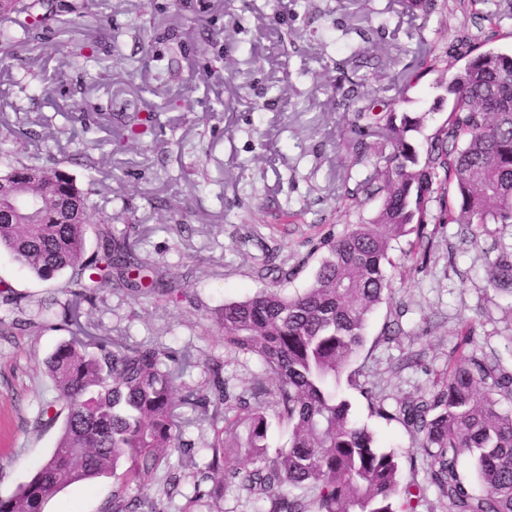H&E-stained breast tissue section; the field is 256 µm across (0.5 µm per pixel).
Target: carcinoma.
<instances>
[{"instance_id": "cac0c4a2", "label": "carcinoma", "mask_w": 512, "mask_h": 512, "mask_svg": "<svg viewBox=\"0 0 512 512\" xmlns=\"http://www.w3.org/2000/svg\"><path fill=\"white\" fill-rule=\"evenodd\" d=\"M50 0H0V47L27 41L47 20ZM55 9V8H53ZM60 12V9H55ZM68 64L85 69L92 56L85 45L68 51ZM453 105L448 120L422 147L410 138L421 121L407 114L387 116L385 153L373 154L375 172L359 184L367 198H382L377 216L346 233L329 234L327 255L301 293L280 284L292 274L263 252L262 270L272 286L216 312L224 348L256 358L261 374L240 393L224 380V364H207L199 386L180 383L173 353L157 343H129L99 336L80 321L81 304L104 288L142 289L153 296L175 289L158 280L143 283L149 264L131 234L113 237L112 216L101 214L97 245L87 251V224L96 210L92 190L81 189L58 164L29 163L0 137V183L19 182L23 194L0 196V248L21 268L44 280L64 274L65 301L48 296L31 311L25 297L5 284L0 309L25 336L66 331L69 339L46 358V374L57 392L33 420L41 431L60 425L49 459L8 497L0 512H43L61 489L125 469L113 483L102 512H163L147 495L158 471L169 468L174 451L190 455L182 404L200 411L212 426V452L198 483L205 496L224 497L237 485L261 503L260 512H418L421 494L401 485L398 462L375 446L372 432L353 421L339 393L341 379L359 390L373 413L398 420L427 461L426 477L448 512H512V372L479 355L467 335L448 358V369L432 392L398 402L388 411L366 380L352 368L363 347L368 315L389 295L386 265L393 237L414 233L428 252L431 205L437 224H461L478 242L487 224H512V55L488 49L470 56L448 79ZM368 104L357 119L377 125L378 100L360 85L351 99ZM489 287L512 294V259L499 256L487 269ZM288 429V447L269 452L268 417ZM469 455L483 487L475 491L460 468Z\"/></svg>"}]
</instances>
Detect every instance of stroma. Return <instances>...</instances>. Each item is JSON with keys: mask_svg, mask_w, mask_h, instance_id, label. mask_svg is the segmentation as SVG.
I'll return each mask as SVG.
<instances>
[{"mask_svg": "<svg viewBox=\"0 0 512 512\" xmlns=\"http://www.w3.org/2000/svg\"><path fill=\"white\" fill-rule=\"evenodd\" d=\"M496 2L435 0L425 13L408 0H96L69 27L51 20L35 41L0 48V121L28 118L35 133L29 159L60 161L78 184L94 185L113 233L137 225L139 252L183 292L164 299L106 288L84 305L83 321L100 334L190 354L186 385H199L217 359L230 389L249 386L260 367L225 349L215 311L270 285L259 270L266 248L295 270L287 292L307 288L324 255L320 240L373 220L381 207L380 198L357 202L348 194L374 172L373 157L358 156V141L379 135L360 127L342 91L363 83L385 110L423 117L415 140L425 143L448 117L445 85L465 62L463 36L512 51V9ZM491 10L495 22L480 21ZM76 43L95 46L87 71L65 63ZM359 49L364 62L351 63ZM41 83L48 95L33 99ZM85 113L100 123L92 155L104 164L93 176L78 150L91 138ZM135 113L147 121L137 139L123 121ZM428 230L423 260L404 258L414 234L393 240L391 293L369 315L354 362L390 410L431 390L465 331L477 352L512 370V295L490 288L485 275L499 255L512 256V224L487 225L475 243L457 224ZM0 281L31 305L60 284L28 273L3 250ZM65 337L0 326V497L28 481L54 449L57 429L36 431L32 420L55 395L43 362ZM343 395L378 446L397 454L402 482L423 488L421 512H446L404 426L372 414L357 390ZM185 416L193 466L172 455L182 471L178 494L167 496L161 470L150 496L163 512H257L234 485L221 501L199 497L195 473L211 460L212 428L193 411ZM113 482L107 474L70 485L44 512H100Z\"/></svg>", "mask_w": 512, "mask_h": 512, "instance_id": "1", "label": "stroma"}]
</instances>
